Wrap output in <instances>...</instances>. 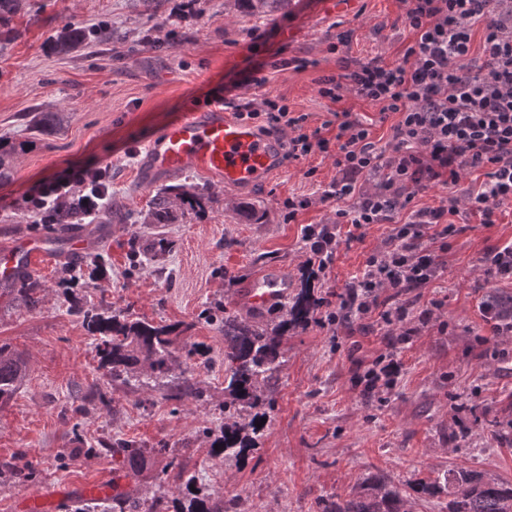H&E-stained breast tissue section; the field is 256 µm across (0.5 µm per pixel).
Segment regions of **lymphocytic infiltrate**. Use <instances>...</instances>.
I'll return each instance as SVG.
<instances>
[{"label":"lymphocytic infiltrate","instance_id":"lymphocytic-infiltrate-1","mask_svg":"<svg viewBox=\"0 0 512 512\" xmlns=\"http://www.w3.org/2000/svg\"><path fill=\"white\" fill-rule=\"evenodd\" d=\"M405 21L414 32L401 61L381 57L366 61L344 56L351 35H337L340 70L320 79L319 93L336 102L341 90L379 107L380 118H393L391 138L377 146L371 127L351 112H333L320 127L307 129V115L291 112L282 98L236 104V119L263 132L292 129L285 153L296 161L313 153L333 157L336 181L324 199L341 201L336 221L304 228L314 263L327 268L341 225H393L387 247L371 253L362 275L348 285L359 301L356 313H377L389 327L408 316L406 304L382 308L380 293L400 296L428 287L439 272L433 242L447 239L453 227L445 217L457 197L435 207L409 211L415 193L455 188L465 169H479L483 180L468 190L469 209L492 219L496 209L512 204V0H405ZM335 129L326 138V129ZM110 166L72 168L44 181L23 198L26 210L40 214L81 201L85 216L105 206L102 182ZM375 182L374 190L364 182ZM407 220H400V213Z\"/></svg>","mask_w":512,"mask_h":512}]
</instances>
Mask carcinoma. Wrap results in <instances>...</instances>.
<instances>
[{"instance_id": "cac0c4a2", "label": "carcinoma", "mask_w": 512, "mask_h": 512, "mask_svg": "<svg viewBox=\"0 0 512 512\" xmlns=\"http://www.w3.org/2000/svg\"><path fill=\"white\" fill-rule=\"evenodd\" d=\"M23 0H0V24L5 26L20 11ZM240 13L248 15L271 12L291 4L292 0H235ZM86 31L75 23L66 24L50 49L68 55L86 44ZM59 112H41L35 116L34 129L44 132L62 125ZM29 141L12 142L0 139V182L14 175V161L24 152ZM210 196L203 189L187 190L180 186L162 185L156 189L148 205L146 223L171 224L177 215L202 212ZM84 220L77 204L64 206L50 214L49 223L57 227H75ZM7 290L18 304L35 309L41 303L43 288L28 273L21 274L7 285ZM323 310V298L315 288L304 282L280 306L275 320H265L250 313L232 311L224 305L210 304L203 308L199 318L215 322L224 331V426L210 448L214 458L242 459L255 448L264 428L257 427L268 417L271 395L280 379L285 363L284 341L290 332L304 329L314 322ZM69 312L82 319L85 330L98 337L97 352L100 367L113 382L131 390L148 391L164 386L165 378L183 365L179 383L167 393L171 400L182 401L204 398L196 369L187 365L195 355H203L201 342L177 345L178 338L193 328L191 323L156 324L135 318L129 310H114L112 303L100 299L99 306L86 308L79 301L71 302ZM25 376L24 360L6 344H0V402L11 399ZM73 400L84 409L90 405L110 410L112 398L101 388L78 391ZM104 450L123 457L132 470L144 464L146 458L164 452L162 448H139L133 442L115 439L100 443ZM176 490L181 497L168 499L167 491L160 490L152 497L151 507L165 502L175 505V512H238L236 499H215L201 496L192 490L197 485L195 474L173 462ZM14 479L21 483L34 481L38 470L23 457L8 464ZM417 493L437 495L446 493L448 512H512V484L488 478L468 470L450 471L420 482ZM407 501L393 489L386 478L376 477L369 482L367 493L361 496L324 498L318 512H407ZM140 501L127 497H113L103 502H87L83 512H135Z\"/></svg>"}]
</instances>
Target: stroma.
<instances>
[{
    "label": "stroma",
    "mask_w": 512,
    "mask_h": 512,
    "mask_svg": "<svg viewBox=\"0 0 512 512\" xmlns=\"http://www.w3.org/2000/svg\"><path fill=\"white\" fill-rule=\"evenodd\" d=\"M403 0H355L336 11L330 0H293L291 9L245 16L234 0H26L11 21L13 38L0 48V136L30 135L36 113L62 111L63 126L15 162L13 180L0 184V247L45 232L37 214L21 209L23 195L38 182L71 167L111 165L110 201L122 206L126 223L104 217L85 221L91 230L87 256L104 259L103 271L82 269L67 287V259L39 265L33 276L43 300L33 310L0 297V344L24 355L27 376L15 396L0 404V512H21L38 498L41 512H57L53 491L71 501L97 487L100 498L116 494L151 498L168 471V449L200 476L201 492L238 496L241 512H316L319 498L365 493L367 479L386 477L410 496L412 512H444L447 496L413 493L412 485L435 472L467 468L512 482V437L498 436L490 421L512 422V332L493 334L481 307L490 284L482 259L512 241V207L482 223L458 203L448 223L443 267L435 282L411 293L408 322L415 333L400 347L404 363L392 383L365 394L363 376L390 350L391 336L377 314L362 323L327 328L309 325L288 336L285 366L258 447L241 462L212 458L202 428L224 423V334L195 322L206 304L237 307L239 288L260 274L285 275L299 286L308 266L303 229L336 219V200L322 192L338 176L333 158L319 154L285 163L267 184L228 189L193 171L174 177L185 187H207L215 203L205 215L173 224L141 221L151 191L139 188L142 150L164 126L188 109L206 107L236 85L241 100L271 94L319 126L332 111H350L372 121L374 140L387 142L389 123L379 108L353 94L330 102L318 93L322 76L338 72L329 50L342 32L352 35L347 55L400 61L415 39L404 22ZM87 31L105 22L120 34L92 39L68 56L48 42L66 23ZM311 60L297 70L288 59ZM265 77L263 86L252 73ZM310 201L295 221L284 218L288 199ZM265 214L251 221L246 207ZM391 224L361 229L360 240L338 234L333 264L320 273L322 296L344 293L367 256L381 248ZM174 240L169 254H142L131 266V243L148 245L156 235ZM88 306L107 299L113 308L160 324L193 322V340L204 343L200 385L206 402L168 401L161 393H134L109 384L99 364L96 340L69 312V293ZM430 319L419 320L421 310ZM105 385L111 411L75 412L71 395ZM122 438L154 449L138 472L120 457L96 450L97 441ZM38 464L32 483L11 478L6 465L17 455Z\"/></svg>",
    "instance_id": "1"
}]
</instances>
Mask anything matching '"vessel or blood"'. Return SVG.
<instances>
[{"label": "vessel or blood", "instance_id": "b4317fda", "mask_svg": "<svg viewBox=\"0 0 512 512\" xmlns=\"http://www.w3.org/2000/svg\"><path fill=\"white\" fill-rule=\"evenodd\" d=\"M282 168L281 142L251 124L227 116L220 106L191 109L163 127L145 146L140 161L141 184L152 187L162 177L193 170L225 187L248 189L266 182ZM44 236H31L0 251V281L20 269L33 270L39 259L53 258ZM283 289L261 282L242 289V299L261 311L281 300Z\"/></svg>", "mask_w": 512, "mask_h": 512}]
</instances>
